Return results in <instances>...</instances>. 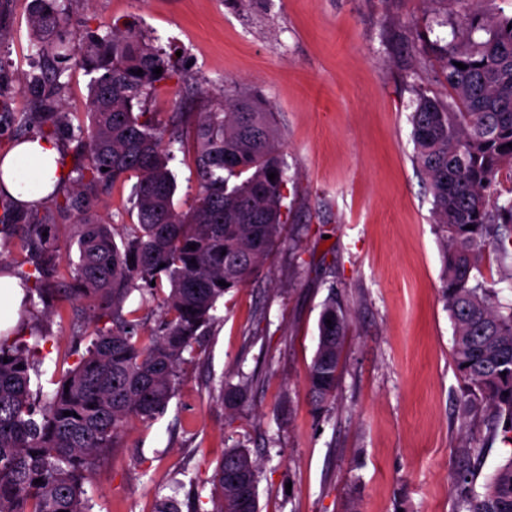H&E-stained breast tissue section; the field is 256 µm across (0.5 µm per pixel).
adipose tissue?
Returning <instances> with one entry per match:
<instances>
[{
    "instance_id": "ef3b65f1",
    "label": "adipose tissue",
    "mask_w": 512,
    "mask_h": 512,
    "mask_svg": "<svg viewBox=\"0 0 512 512\" xmlns=\"http://www.w3.org/2000/svg\"><path fill=\"white\" fill-rule=\"evenodd\" d=\"M64 154L58 141L40 137L15 146L0 158V190L18 203L38 208L59 187ZM25 289L8 269L0 270V334L22 319Z\"/></svg>"
}]
</instances>
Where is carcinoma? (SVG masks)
<instances>
[{"mask_svg":"<svg viewBox=\"0 0 512 512\" xmlns=\"http://www.w3.org/2000/svg\"><path fill=\"white\" fill-rule=\"evenodd\" d=\"M435 2L456 6L452 38L429 41L451 100L417 98L415 159L446 242L443 293L465 405L485 412L512 446V304L494 305L493 288L474 273L491 242L512 277V264L504 263L512 248V198L499 201L495 188L497 170L512 164V16L485 14L478 8L482 0ZM29 22L42 62L22 92L38 111L21 112L17 121L37 124L58 141H78L76 187L50 195L40 218L0 195V219L23 233L31 270L19 277L34 281L40 300H88L98 326L50 397L33 389L38 344L0 339V512H90L85 482L117 447L126 424L153 421L167 410L185 353L201 343L219 300L258 277L288 220L286 164L261 95L228 94L194 126L198 189L189 207L178 209L169 167L170 144L178 137L164 142L166 128L141 104L161 82L181 76L179 69L128 23L112 25L105 36L86 29L74 51L59 0H31ZM72 60L93 74L90 122L77 130L60 98L59 78ZM138 69L143 73L135 74ZM133 177L131 222L116 230L95 219L93 196ZM57 215L76 221L78 259L65 288L49 287L59 252L51 227ZM134 291L160 299L156 328H146L138 310L126 308ZM347 326L345 312L329 299L308 372L318 409L335 397ZM247 392L244 384H227L222 399L235 406ZM228 469L245 474L246 489L227 480ZM258 474L247 449H226L210 479L211 512H259ZM38 478L42 482L34 483ZM460 482L458 512H512V457L482 491L467 473Z\"/></svg>","mask_w":512,"mask_h":512,"instance_id":"obj_1","label":"carcinoma"}]
</instances>
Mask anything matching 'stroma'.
I'll return each instance as SVG.
<instances>
[{
	"mask_svg": "<svg viewBox=\"0 0 512 512\" xmlns=\"http://www.w3.org/2000/svg\"><path fill=\"white\" fill-rule=\"evenodd\" d=\"M72 35L135 22L181 80L145 103L160 121L217 106L224 89L259 92L276 116L287 164L288 222L259 279L227 292L166 412L131 421L85 484L92 512H155L158 499L198 494L225 448L260 467V512H456V472L482 416H463V382L442 295L444 241L415 163L410 115L418 93L446 98L427 30L443 34L437 0H65ZM0 43V155L34 110L21 92L38 62L30 0H9ZM61 102L86 124L90 75L69 64ZM185 145L172 163L175 205L196 171ZM345 311L336 396L315 408L307 372L324 302ZM88 306L46 307L30 294L18 333L39 328L43 393L85 353L94 333L72 325ZM251 381L237 408L217 399Z\"/></svg>",
	"mask_w": 512,
	"mask_h": 512,
	"instance_id": "obj_1",
	"label": "stroma"
}]
</instances>
